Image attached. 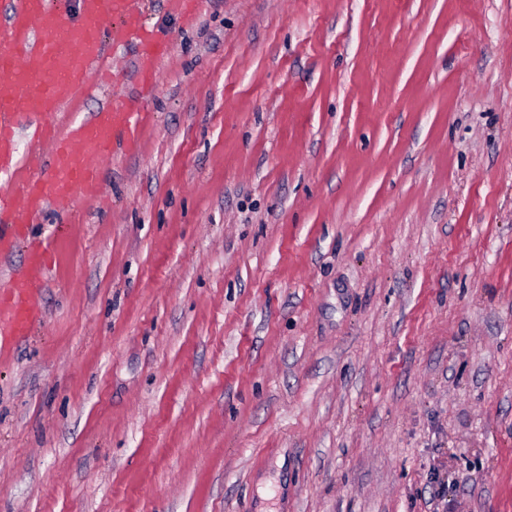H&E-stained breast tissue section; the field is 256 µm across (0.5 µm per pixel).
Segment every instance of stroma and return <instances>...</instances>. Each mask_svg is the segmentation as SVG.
Returning a JSON list of instances; mask_svg holds the SVG:
<instances>
[{
	"label": "stroma",
	"instance_id": "obj_1",
	"mask_svg": "<svg viewBox=\"0 0 512 512\" xmlns=\"http://www.w3.org/2000/svg\"><path fill=\"white\" fill-rule=\"evenodd\" d=\"M135 147L0 339V512H512V0H143Z\"/></svg>",
	"mask_w": 512,
	"mask_h": 512
}]
</instances>
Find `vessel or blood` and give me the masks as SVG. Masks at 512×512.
Returning <instances> with one entry per match:
<instances>
[{"instance_id":"b4317fda","label":"vessel or blood","mask_w":512,"mask_h":512,"mask_svg":"<svg viewBox=\"0 0 512 512\" xmlns=\"http://www.w3.org/2000/svg\"><path fill=\"white\" fill-rule=\"evenodd\" d=\"M0 21V254L8 253L49 205L72 210L75 201L101 194L97 162L133 145L145 113L110 103L78 121L61 124L62 113L79 104L91 86L111 88L107 41L134 42L139 48L138 79L149 91L168 44L147 28L140 0H79L80 20H68L69 0H7ZM33 131L36 149H16L19 135ZM53 250L31 243L26 271L0 300V334L27 335L39 309L34 290Z\"/></svg>"}]
</instances>
